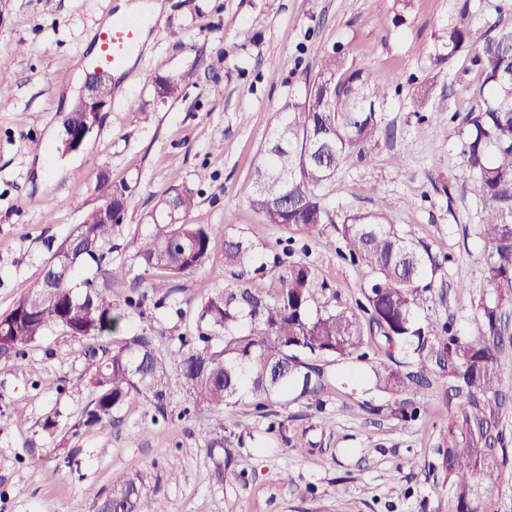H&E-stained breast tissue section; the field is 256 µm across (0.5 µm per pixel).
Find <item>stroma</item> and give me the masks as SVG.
<instances>
[{
    "label": "stroma",
    "instance_id": "1",
    "mask_svg": "<svg viewBox=\"0 0 512 512\" xmlns=\"http://www.w3.org/2000/svg\"><path fill=\"white\" fill-rule=\"evenodd\" d=\"M117 2L0 0V85L12 91L0 102V313L40 282L56 245L96 204L103 172L136 184L122 233L182 184L199 193L192 222L217 229L204 267L181 278L182 297L161 305L148 297L110 343L146 328L174 350L178 336L197 335L201 298L237 282L224 264L229 234L255 242L264 285L278 275L274 255L289 246L327 283L329 304L354 306L372 275L346 258L339 227L325 228L337 241L331 250L296 227L262 223L250 206L254 172L279 119L303 96L320 56L337 50L393 92L378 141L318 193L340 220L385 200L397 228L427 244L438 263L437 292L419 321L474 335L481 304L497 298L458 132L469 90L481 81L475 56L485 38L512 28V0H411L405 11L395 0H160L93 133L61 153L63 118L96 59L92 32L116 17ZM458 17L472 29L471 43L433 64L440 36ZM190 69L195 84L157 104L156 82ZM423 86L428 105L418 110L413 98ZM202 169L209 178L201 183ZM94 364L85 343L58 328L24 355L0 357V512H96L113 482L128 477L141 478L167 512H448L439 451L457 400L447 380L433 378L418 417L403 422L390 412L392 398L367 379L366 364L327 362L320 400L293 390L259 410L246 396L225 405L218 423L194 410L174 361L163 403L133 397L110 425L75 435L71 426L92 399ZM497 366L505 396L495 446L507 463L488 500L494 512H512V343L503 344ZM42 373L55 378L53 387L39 385ZM217 440L225 444L223 480L208 451ZM33 455L40 469L28 466Z\"/></svg>",
    "mask_w": 512,
    "mask_h": 512
}]
</instances>
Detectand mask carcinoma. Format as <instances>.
I'll return each mask as SVG.
<instances>
[{"instance_id":"carcinoma-1","label":"carcinoma","mask_w":512,"mask_h":512,"mask_svg":"<svg viewBox=\"0 0 512 512\" xmlns=\"http://www.w3.org/2000/svg\"><path fill=\"white\" fill-rule=\"evenodd\" d=\"M472 39L462 22L448 21L434 64L451 59ZM475 62L482 81L471 90L473 105L464 118L467 129L460 154L464 167L475 175L484 213L489 281L497 297L511 298L512 30L484 39ZM194 77L189 70L161 81L159 99H178L185 87L195 84ZM389 94V87L374 83L343 54L322 57L317 73L306 79L304 96L288 105L256 170L250 206L262 223L293 225L308 238L322 236L325 225L335 223L318 189L351 158L365 157L381 133V107ZM134 189L128 181L114 183L102 175L97 181L99 198L110 197L119 207L128 205ZM197 206L194 189L173 187L146 214L145 228L130 233V260L150 275L147 288L161 301L182 293L178 279L208 259L216 228L190 221ZM120 227L104 223L94 207L85 210L81 223L47 259L51 263L60 255H72L69 277L54 288L37 284L32 290L40 298L37 312L25 310L22 295L0 313V354H22L56 327L89 343L87 351L100 356L90 378L93 408L74 424L73 434L82 426H106L133 396L162 400L175 353L181 357V375L195 406L218 418L224 404L243 394L252 396L258 407L296 388L316 397L322 390V372L312 361L368 358L369 340L361 329L365 317L369 331L384 341L388 357L373 365L376 383L395 398V413L401 418H407L412 406L408 396L429 385L427 360L448 371L450 389L461 396L448 420V448L442 453V469L452 490L448 512H481L480 488L495 487L506 464V458L487 448L491 400L500 386L499 307L482 306L476 336H453L445 323L426 331L416 310L435 288V263L427 246L399 233L385 205L342 222L350 260L373 274L363 292L365 302L339 309L321 303L326 283L311 263L293 259V249L287 246L274 258L280 268L275 284L265 288L251 277L256 244L244 235L228 236L224 264L237 270L241 283L201 300L205 334L176 337L175 353L160 349L156 337L144 330L118 345L100 344L119 323L142 313L145 299L129 296L122 304L112 302L111 284L128 274L127 259L112 257L120 250L112 243ZM404 345L418 357L414 373L399 369L393 357V349ZM100 506L107 512H165L134 479L114 483Z\"/></svg>"}]
</instances>
